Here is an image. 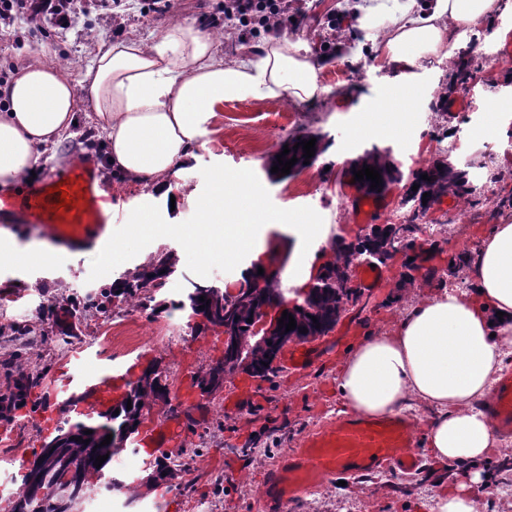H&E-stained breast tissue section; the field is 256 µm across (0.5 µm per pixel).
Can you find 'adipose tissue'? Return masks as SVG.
Returning <instances> with one entry per match:
<instances>
[{"label": "adipose tissue", "mask_w": 512, "mask_h": 512, "mask_svg": "<svg viewBox=\"0 0 512 512\" xmlns=\"http://www.w3.org/2000/svg\"><path fill=\"white\" fill-rule=\"evenodd\" d=\"M498 8L499 0H423L417 10L397 0H370L359 23L369 27L391 16L381 56L409 64L441 52L448 35L493 17ZM319 72L299 43L276 38L259 58L225 62L214 40L189 23L172 25L148 49L129 39L104 43L76 76L56 65L28 64L0 89V186L20 180L56 149L74 125L83 91L113 168L170 195L167 175L192 157L217 104L245 95L308 101L321 92ZM209 179L215 193L198 204L209 247L228 260L258 251L263 229L251 218L260 202L249 179L239 178L230 195L223 174ZM276 223L296 239L279 280L294 291L307 289L318 274L315 253L328 242V227L293 214ZM468 275L472 291L448 287L409 305L394 332L353 346L336 378L354 413L383 418L417 406L435 411L428 449L457 470L430 512H481L479 465L500 441L478 404L512 344V223L492 227L472 254Z\"/></svg>", "instance_id": "ef3b65f1"}]
</instances>
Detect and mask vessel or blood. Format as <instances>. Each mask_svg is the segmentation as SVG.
Returning a JSON list of instances; mask_svg holds the SVG:
<instances>
[{"mask_svg": "<svg viewBox=\"0 0 512 512\" xmlns=\"http://www.w3.org/2000/svg\"><path fill=\"white\" fill-rule=\"evenodd\" d=\"M112 196L100 179L95 160L76 154L45 171L39 180L25 183L15 194L0 197V212L11 222L31 224L43 231L61 254L90 249L109 254L112 243L106 229L112 218ZM318 345H291L284 354L288 369L296 374L310 370ZM133 381L129 370L93 375L89 390L94 404L109 407ZM494 427L512 434V372L505 373L485 401ZM180 420L165 421L154 432L136 436L144 450L174 445L182 430ZM421 434L402 416L372 418L342 414L306 434L260 478V491L273 505L299 497L303 492L343 477L356 478L395 467L410 470L420 462Z\"/></svg>", "mask_w": 512, "mask_h": 512, "instance_id": "b4317fda", "label": "vessel or blood"}]
</instances>
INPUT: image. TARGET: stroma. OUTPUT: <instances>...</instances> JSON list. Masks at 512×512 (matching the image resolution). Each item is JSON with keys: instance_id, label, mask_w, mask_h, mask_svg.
Returning <instances> with one entry per match:
<instances>
[{"instance_id": "1", "label": "stroma", "mask_w": 512, "mask_h": 512, "mask_svg": "<svg viewBox=\"0 0 512 512\" xmlns=\"http://www.w3.org/2000/svg\"><path fill=\"white\" fill-rule=\"evenodd\" d=\"M357 2L306 0L301 25L286 38L300 43L309 56L324 58L326 66L319 74L323 94L305 102L249 95L217 106L194 159L168 176L181 199L179 209H171L143 183L102 168V182L112 191L110 235L119 252L112 264H104L93 251L67 260L55 257L41 231L29 224L14 225L0 235L2 249L44 254L40 260L0 263V394L20 375L35 370L43 375L42 385L22 405L0 414V512H7V499L19 488L34 452L57 435L63 422L96 416L90 392L71 386V379L126 366L139 374L159 365L168 375V401L148 402L141 425L146 431L176 417L178 394L195 388L222 359L224 348L214 329L175 302L183 298L189 279L240 287L253 254L230 263L185 250L177 236L144 243L128 235L129 223L143 213L156 223L193 230L199 222V201L214 192L208 173L223 170L228 180L248 176L267 214L294 212L329 225L332 236L351 242L365 230L347 207L359 194L351 167L365 150H388L400 173L379 199V224L396 223L406 214L404 199L413 172L431 165L440 151H447L471 177L493 171L489 193L440 199L423 219L426 230L417 242L432 249L431 264L443 276L451 255L464 248L476 250L492 225L512 222V0H501L494 18L456 31L444 54L421 57L404 69L381 59L378 41L387 29L361 28ZM148 4L122 0L115 14L102 0H82L62 25L47 18L36 24L15 21L8 28L9 38L0 40V72L37 59L75 75L102 43L133 38L151 47L172 24L201 25L220 11L224 0H171L170 11L163 15L148 12ZM461 47L469 48L474 69L464 92L452 85ZM402 86L415 90L410 111H378V104ZM443 96L464 99L465 104L452 112L434 109ZM92 117L89 99H82L78 135L43 155L37 171L79 152L102 156ZM396 124L399 134H389ZM300 130L319 134L324 150L293 176L273 173L272 156ZM164 249L173 251L176 271L156 294L160 312L144 307L141 296L125 295L112 299L104 311L80 313L88 297L111 291L113 283L134 276ZM385 270L368 303L347 304L325 336L330 355L310 372L298 377L279 366L275 375L257 379L256 391L239 413L224 409L233 387L225 382L222 390L202 395L203 413L185 423L177 445L155 454L125 442L106 468L122 481V489L99 491L83 504L82 512H269L258 477L310 429L345 412L336 377L348 350L362 337L393 332L407 304L436 291L433 280L405 282L401 259L387 262ZM155 456L178 458L182 470L151 489L146 468ZM504 457V449L497 448L483 464L487 485L482 512H512V471L497 470ZM449 483L447 463L428 456L413 472L389 470L343 486L328 483L280 503L276 512H430L433 495L447 490Z\"/></svg>"}]
</instances>
